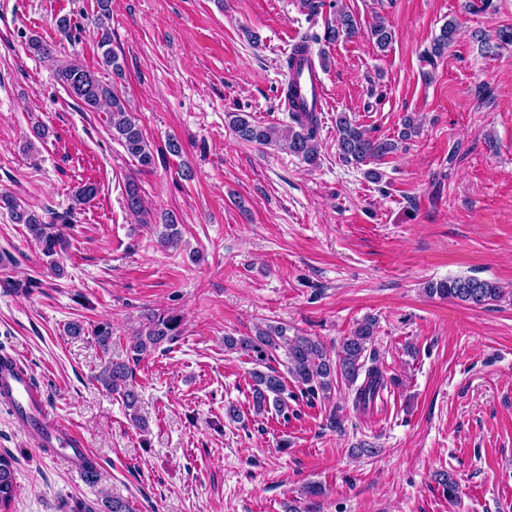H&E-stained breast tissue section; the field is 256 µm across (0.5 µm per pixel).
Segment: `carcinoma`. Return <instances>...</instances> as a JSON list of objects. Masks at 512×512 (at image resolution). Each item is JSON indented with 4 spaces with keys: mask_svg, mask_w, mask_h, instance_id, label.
<instances>
[{
    "mask_svg": "<svg viewBox=\"0 0 512 512\" xmlns=\"http://www.w3.org/2000/svg\"><path fill=\"white\" fill-rule=\"evenodd\" d=\"M112 14V0H96L97 25L101 35L97 46L102 50L101 62L106 67L119 69L116 56L110 47L111 37L105 26ZM357 26L354 17L344 6L336 9V25L325 34L328 41L341 35L352 36ZM457 35V22L448 21L433 39L431 55L442 56L453 46ZM370 37L381 50L392 43L391 29L379 21L370 28ZM29 53L51 59L55 45L49 41L31 37L26 43ZM311 50L309 40L302 39L294 51L285 56L281 67L288 71L300 62L299 56ZM59 79L66 93L79 105L90 111L101 109L109 112L108 123L112 137L117 139L129 157L136 160L140 167L147 169L154 164V155L149 149L143 132L134 118L126 111L121 98L112 91V87L99 79L97 72L80 64L69 62L59 68ZM229 125L235 137L250 144L269 145L284 143L289 152L308 162L315 161L318 154L317 133L320 117L315 112H293L291 118L295 126L284 134L272 125L257 124L242 112H230ZM337 149L339 156L347 163H362L367 159L381 160L393 153L398 143L389 139L372 138L366 131L341 114L336 119ZM126 208L135 214L145 211L139 186L127 182L125 188ZM0 206L9 210L17 224L26 226L43 256L55 259L66 247V240L59 225L70 224L75 218V207L66 211L47 212V217L39 216L22 208L7 193L0 194ZM181 232L173 217L169 216L162 224L158 243L163 248L175 246L180 241ZM426 292L431 296L448 299L473 306H486L500 301L503 289L498 283L476 276H457L431 282ZM377 333V322L367 318L357 324L349 336L345 337L340 351L332 352L322 341L310 336L288 335V326L283 324H264L255 327L253 333L246 336L224 337V347L228 350L251 356L257 368L251 371L253 381L252 412L262 415L273 409L284 415L288 411V393L284 377L269 365L276 359L278 352L286 358L284 367L288 375L297 384L300 393L310 400H328L342 382L355 388L353 407L357 410L368 409L380 392L386 387L383 371L376 364L373 355H367L372 348ZM181 334L180 321L175 316H165L151 312L145 315L141 328L132 337L127 350V358L121 361L108 359L96 376L97 381L107 391L121 397L129 412L130 420L138 427H145V421L139 413V396L132 384L133 370L145 355L172 342ZM99 347L107 352L112 346V324L102 322L92 329ZM17 459L9 453H0V512H7L15 497V464ZM448 500H459V485L450 472L438 475Z\"/></svg>",
    "mask_w": 512,
    "mask_h": 512,
    "instance_id": "cac0c4a2",
    "label": "carcinoma"
}]
</instances>
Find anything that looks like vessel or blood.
Returning a JSON list of instances; mask_svg holds the SVG:
<instances>
[{
    "instance_id": "1",
    "label": "vessel or blood",
    "mask_w": 512,
    "mask_h": 512,
    "mask_svg": "<svg viewBox=\"0 0 512 512\" xmlns=\"http://www.w3.org/2000/svg\"><path fill=\"white\" fill-rule=\"evenodd\" d=\"M294 102L303 112H323L328 107L325 78L314 60L307 59L290 75ZM0 398L4 399L19 423L34 431L42 447L52 448L68 466L80 467L89 452L79 434L48 410L44 391L20 364L0 369Z\"/></svg>"
}]
</instances>
